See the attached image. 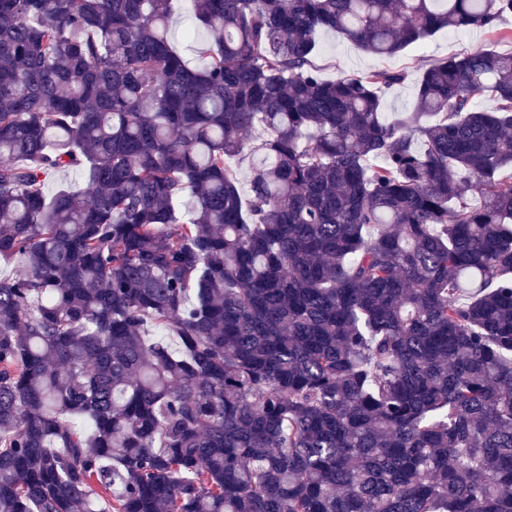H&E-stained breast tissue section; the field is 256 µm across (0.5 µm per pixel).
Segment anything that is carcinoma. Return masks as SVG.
I'll return each mask as SVG.
<instances>
[{
	"instance_id": "carcinoma-1",
	"label": "carcinoma",
	"mask_w": 512,
	"mask_h": 512,
	"mask_svg": "<svg viewBox=\"0 0 512 512\" xmlns=\"http://www.w3.org/2000/svg\"><path fill=\"white\" fill-rule=\"evenodd\" d=\"M194 9L0 0V512H512V52L315 63L512 0ZM171 9L170 41L182 51L190 67L197 68L203 66L205 57L201 53V48L203 47L202 42L205 37L204 29L197 28L192 41L186 37L187 27L193 19V0H174L172 1ZM319 53L316 64L325 78L333 79L339 74L363 75L372 70H404L410 75L408 81L389 89L384 97L386 115L410 111L415 96V80L426 65L447 57L448 54L467 53L478 48H495L501 52H512L511 43H495L488 32L481 28H469L457 32L442 31L426 43L408 52L391 58L367 55L356 45L332 31L318 33Z\"/></svg>"
}]
</instances>
